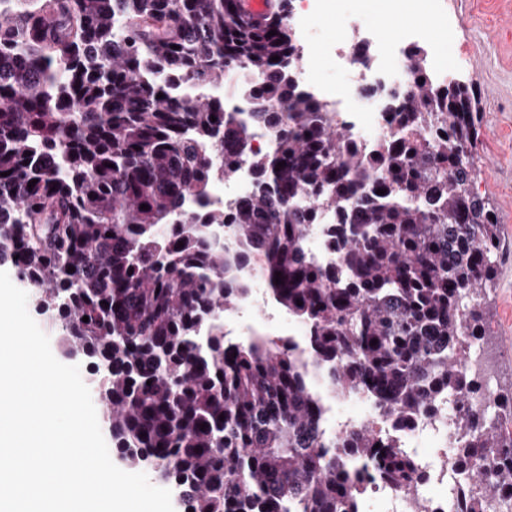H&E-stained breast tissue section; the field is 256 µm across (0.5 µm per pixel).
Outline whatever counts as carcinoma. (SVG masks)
<instances>
[{"instance_id":"carcinoma-1","label":"carcinoma","mask_w":512,"mask_h":512,"mask_svg":"<svg viewBox=\"0 0 512 512\" xmlns=\"http://www.w3.org/2000/svg\"><path fill=\"white\" fill-rule=\"evenodd\" d=\"M290 5L261 18L242 0L0 10V265L64 353L100 374L116 449L174 484L183 512H358L370 482L422 477L391 437L325 436L322 397L290 342L226 337L247 254L270 301L307 324L306 358L333 388L402 420L446 395L464 401L478 384L460 357L491 340L501 228L476 188L473 87L437 80L411 48L410 90L390 106L396 135L366 151L296 85ZM236 69L253 76L235 88L242 107L179 92ZM261 127L276 133L272 153L253 148ZM240 163L258 173L251 193L206 210L210 186ZM326 212L333 266L306 254L307 226ZM496 401L495 417L454 424L464 474L489 472L512 493V397Z\"/></svg>"}]
</instances>
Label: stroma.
Here are the masks:
<instances>
[{
    "instance_id": "stroma-1",
    "label": "stroma",
    "mask_w": 512,
    "mask_h": 512,
    "mask_svg": "<svg viewBox=\"0 0 512 512\" xmlns=\"http://www.w3.org/2000/svg\"><path fill=\"white\" fill-rule=\"evenodd\" d=\"M431 36L451 75L474 86L480 189L496 208L502 239L498 278L488 293L499 393L512 392V0H437Z\"/></svg>"
}]
</instances>
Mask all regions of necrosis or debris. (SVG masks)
I'll return each mask as SVG.
<instances>
[{"mask_svg":"<svg viewBox=\"0 0 512 512\" xmlns=\"http://www.w3.org/2000/svg\"><path fill=\"white\" fill-rule=\"evenodd\" d=\"M330 0H298L291 17L303 46L296 77L301 86L316 97L336 105L349 125L351 136L364 146L390 138L395 126L390 120L389 100L402 92L408 79L404 65L406 50L426 39L427 30L416 27L398 40H385L363 24L361 10H346L345 21L330 42L326 56L311 51L313 33ZM337 69L339 82L327 80L328 69ZM266 319L287 321L285 312L268 305L266 286L252 277L248 294L224 311V332L235 337L248 328L255 311ZM488 351L474 344L465 351L462 365L479 384L467 406L475 413H487L496 405L497 380L487 369ZM310 386L323 393L322 427L328 435L342 436L351 431L372 428L400 440L403 448L421 463L424 479L417 488L377 481L371 483L362 502V512H459L458 504L472 484L458 477L462 441L448 412L447 401H439L434 411L414 418L407 425L384 417L364 394L342 398L327 393L319 374L309 373Z\"/></svg>","mask_w":512,"mask_h":512,"instance_id":"necrosis-or-debris-1","label":"necrosis or debris"}]
</instances>
